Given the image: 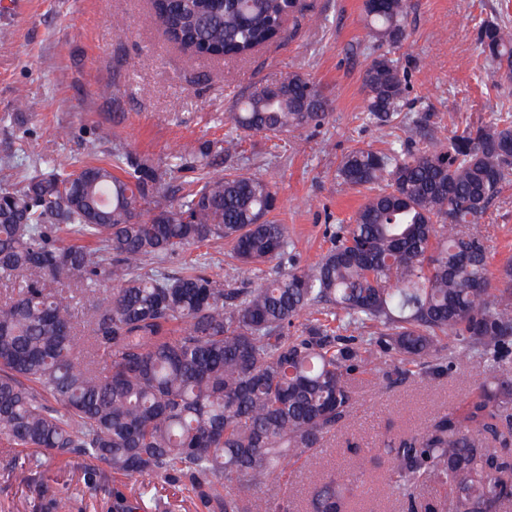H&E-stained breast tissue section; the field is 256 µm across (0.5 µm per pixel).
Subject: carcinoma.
<instances>
[{
  "instance_id": "1",
  "label": "carcinoma",
  "mask_w": 512,
  "mask_h": 512,
  "mask_svg": "<svg viewBox=\"0 0 512 512\" xmlns=\"http://www.w3.org/2000/svg\"><path fill=\"white\" fill-rule=\"evenodd\" d=\"M408 9V0L363 3L369 36L389 47L362 79L366 119L380 128L404 122L406 78L391 50L407 39ZM299 10L300 0H151L189 66L249 57ZM475 40L494 75L512 82V25L487 19ZM227 120L223 142L184 147L165 168L118 148L109 161H53L32 176L3 161L0 279L10 293L0 302V437L37 451L21 467L41 512H70L38 477L47 462L73 457L88 490L112 481V512H140L122 489L135 476L187 491L196 512H292L275 474L336 430L356 402V374L386 356L421 366L445 337L492 361L512 346V261L491 270L488 246L462 230L512 182L511 113L432 147L404 139L347 154L336 179L369 190L352 222L315 263L260 281L259 267L284 265L293 242L270 218L275 184L224 161L243 134L324 126L329 104L312 78L290 72ZM187 167L196 180L176 205L162 204L171 173ZM213 240L237 260L226 282L201 269L142 272ZM338 319L354 334L334 336ZM379 451L410 512H508L512 379ZM428 481L444 493L417 500ZM340 485L325 472L311 512H349Z\"/></svg>"
}]
</instances>
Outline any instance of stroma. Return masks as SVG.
I'll return each instance as SVG.
<instances>
[{
  "label": "stroma",
  "mask_w": 512,
  "mask_h": 512,
  "mask_svg": "<svg viewBox=\"0 0 512 512\" xmlns=\"http://www.w3.org/2000/svg\"><path fill=\"white\" fill-rule=\"evenodd\" d=\"M0 10V158L17 156L24 173L36 162L85 159L87 140L104 155L122 147L165 163L199 140H221L235 101L290 72L308 74L329 101L328 124L302 135L244 138L238 163L276 181L275 218L294 242L291 262L304 267L332 245L349 224L365 191L336 179L352 150L386 149L400 138L416 147L443 141L450 129L512 112V85H497L475 43L481 20L512 10L505 0H409L410 36L396 56L408 73L406 125L378 128L364 119L363 72L372 41L363 25V0H305L292 39L261 47L250 58L200 59L195 69L150 16V0H12ZM425 119L431 137L417 135ZM474 232L483 236L493 265L512 259V184ZM232 260L217 241L168 257L170 274L201 266L213 278L232 274ZM449 370L429 379L422 368L392 362L387 373L357 376L356 402L322 447L295 459L278 482L297 512H305L323 469L341 472L350 512H406L389 485L390 462L377 447L384 437L417 431L437 412L469 401L479 386L512 377V356L497 363L443 351ZM23 448L0 443V512H36L27 472L15 468ZM81 460L47 465L51 490L71 498L74 512H112L108 492H89ZM129 495L144 512L158 500L173 512H195L187 493L147 478L129 480Z\"/></svg>",
  "instance_id": "obj_1"
}]
</instances>
